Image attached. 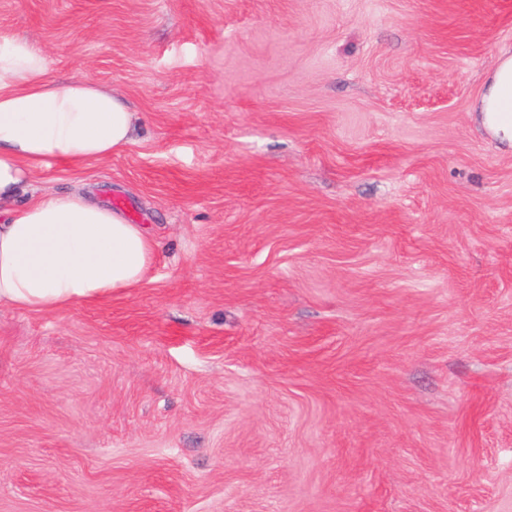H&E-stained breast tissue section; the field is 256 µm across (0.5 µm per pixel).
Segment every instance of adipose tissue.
<instances>
[{
  "label": "adipose tissue",
  "mask_w": 512,
  "mask_h": 512,
  "mask_svg": "<svg viewBox=\"0 0 512 512\" xmlns=\"http://www.w3.org/2000/svg\"><path fill=\"white\" fill-rule=\"evenodd\" d=\"M478 120L512 147V56L490 70ZM136 125L116 92L86 77L52 81L32 41L0 34V304L53 312L139 286L157 249L144 225L81 193L11 206L44 160L111 158Z\"/></svg>",
  "instance_id": "1"
}]
</instances>
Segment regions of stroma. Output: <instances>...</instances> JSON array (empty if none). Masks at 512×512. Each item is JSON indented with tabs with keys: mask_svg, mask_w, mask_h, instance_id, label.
I'll return each mask as SVG.
<instances>
[{
	"mask_svg": "<svg viewBox=\"0 0 512 512\" xmlns=\"http://www.w3.org/2000/svg\"><path fill=\"white\" fill-rule=\"evenodd\" d=\"M137 114L35 184L139 287L0 306V512H512V0H0ZM478 120L498 142L512 147V56H500L480 98Z\"/></svg>",
	"mask_w": 512,
	"mask_h": 512,
	"instance_id": "35a3bbf8",
	"label": "stroma"
}]
</instances>
